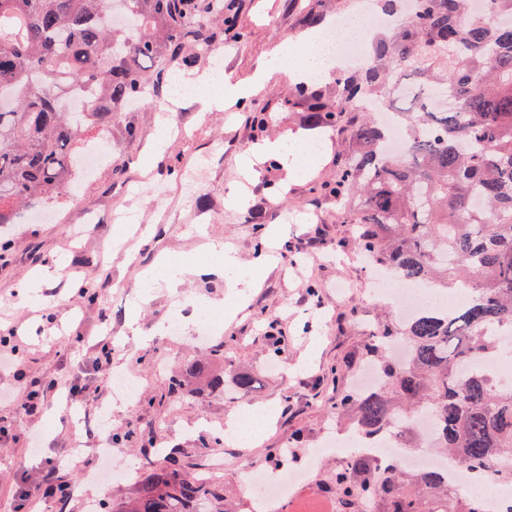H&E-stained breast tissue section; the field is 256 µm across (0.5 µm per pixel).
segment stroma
<instances>
[{
    "instance_id": "obj_1",
    "label": "stroma",
    "mask_w": 512,
    "mask_h": 512,
    "mask_svg": "<svg viewBox=\"0 0 512 512\" xmlns=\"http://www.w3.org/2000/svg\"><path fill=\"white\" fill-rule=\"evenodd\" d=\"M363 0H243L235 35L217 45L224 69L244 79L274 46L310 29L308 16L338 20L359 13ZM182 129L157 156L147 150L162 121L155 105L118 113L112 127V156L98 165L76 194L59 205L49 219L20 217L0 224V243L9 248L0 260V320L14 325L22 343L11 364L0 368V388L27 386L72 378L84 385L82 397L47 393L37 412L18 405H0V512H15L20 488L49 483L69 484L70 496L46 500V507L84 512L88 489L81 483L79 463L91 458L98 442L93 417L100 403L111 402L113 368L101 361L102 342L112 343L139 384L136 405L112 404L113 433L122 438L123 458H139L146 440L172 449L186 470L203 463L214 450L216 429L235 418L240 404L205 391L188 379L180 397L168 394L170 376L181 374L182 362L195 358L210 371L224 365L247 372L257 387L246 404L264 410L266 434L224 443V494L246 508L248 491L241 469L264 465L275 448L306 455L317 448L332 416L330 405L351 385L344 373L336 386L322 382L330 368L352 362L361 367L360 349L385 308L368 302L366 274L354 257L358 250L350 224L351 211L335 197L321 194L353 150L342 125L315 126L303 112L298 89L289 77L268 82L258 94L224 112L202 111L186 101L171 113ZM139 129L135 141L123 135L125 123ZM303 129L325 136L318 157L299 180L283 185L271 162L247 185V199L229 205L228 191L241 179V165L251 148L289 131ZM130 205L135 223L112 220L118 202ZM93 232L76 235L87 219ZM122 239L133 246L138 261L120 251L103 253L104 243ZM232 250L240 269H249L258 252L272 254L274 263L245 279L238 292L226 281L231 271L213 263L217 246ZM182 260L191 268L178 287L160 282L145 293L117 296L118 286L139 280L142 269L162 256ZM61 261L59 273L47 280L38 303L17 294L24 279L49 259ZM98 286L95 301L78 287ZM346 284L338 293L337 284ZM246 296V311L225 323L214 340L224 346V361L212 359L195 342L197 325L184 324L181 335L161 333L175 304L200 301L216 309ZM139 310V327L147 342L126 338L131 308ZM275 318L288 339L281 358L284 368L272 376L274 356L265 336V321ZM42 435V455L27 452L28 433Z\"/></svg>"
}]
</instances>
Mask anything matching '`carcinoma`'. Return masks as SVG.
Returning a JSON list of instances; mask_svg holds the SVG:
<instances>
[{
  "instance_id": "1",
  "label": "carcinoma",
  "mask_w": 512,
  "mask_h": 512,
  "mask_svg": "<svg viewBox=\"0 0 512 512\" xmlns=\"http://www.w3.org/2000/svg\"><path fill=\"white\" fill-rule=\"evenodd\" d=\"M418 0L393 39L375 48L360 83L335 80L344 105L311 93L309 118L332 124L354 99L383 96L400 73L416 74L403 113L405 152L384 155L386 129L368 117L350 126L354 148L324 190L350 205L357 245L376 266L413 284L464 289L452 311L421 306L383 320L361 360L384 376L374 391H352L331 406L336 422L367 441L395 430L408 448L453 457L464 476L481 471L512 482V382L476 366L512 356L493 327L512 330V0ZM240 0H0V224L16 208L48 205L73 193L75 145L95 129L112 134L113 113L157 94L170 75L158 62L190 69L213 47L214 24L233 26ZM85 95L84 112L64 100ZM184 372L224 391V375L189 360ZM254 378L233 376V394ZM434 429L423 431L424 417ZM129 506L101 512H233L221 483H196L163 448ZM324 483L347 512H480L432 472L381 468L356 449Z\"/></svg>"
}]
</instances>
